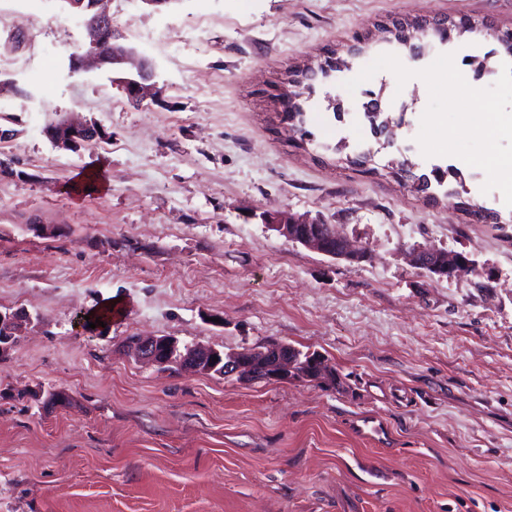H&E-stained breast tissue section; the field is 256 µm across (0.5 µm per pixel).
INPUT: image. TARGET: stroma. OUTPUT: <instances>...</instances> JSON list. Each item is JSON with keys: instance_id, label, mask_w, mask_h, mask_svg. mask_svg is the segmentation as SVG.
Instances as JSON below:
<instances>
[{"instance_id": "obj_1", "label": "stroma", "mask_w": 512, "mask_h": 512, "mask_svg": "<svg viewBox=\"0 0 512 512\" xmlns=\"http://www.w3.org/2000/svg\"><path fill=\"white\" fill-rule=\"evenodd\" d=\"M121 42L151 60L158 97L130 103L109 70L76 71L80 18L62 0H0V310L30 321L0 355V512H512V208L483 170L424 157L417 78L382 71L497 48L512 0H108ZM467 16L440 42L431 24ZM424 20L419 59L382 25ZM24 32L18 49L8 37ZM364 50L317 79L298 145L276 95L292 71ZM405 112L394 141L364 105ZM102 135L55 146L61 115ZM456 167L420 191L392 172ZM104 163L105 191H74ZM497 211L477 222L461 202ZM340 225L360 263L289 242L262 217ZM463 251L481 267L429 277L399 244ZM117 319L90 327L102 304ZM130 336L238 353L318 352L337 385L160 370ZM70 406L45 408L35 390ZM366 416L383 441L358 432Z\"/></svg>"}]
</instances>
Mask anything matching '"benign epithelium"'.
Segmentation results:
<instances>
[{"label":"benign epithelium","instance_id":"benign-epithelium-1","mask_svg":"<svg viewBox=\"0 0 512 512\" xmlns=\"http://www.w3.org/2000/svg\"><path fill=\"white\" fill-rule=\"evenodd\" d=\"M65 6L82 19L86 33L85 52L71 60L74 70L83 68L91 62L106 67L116 73L112 83L116 85L135 104L159 94L154 81L153 64L146 58H140L135 72L127 74L123 65L131 58L133 51L114 41L112 33V15L101 7L103 0H63ZM288 83L299 91L284 92L281 95L283 111L298 106L297 99L312 94L314 87L304 84L302 72H297ZM55 144L65 150H75L88 141V137H98V128L87 122L74 119L61 120L47 129ZM264 223L286 240L303 245L333 259L358 262L367 252L355 249L348 238L336 227L291 215H264ZM400 251L416 269L424 270L440 280L453 281L468 269L477 267L469 254L443 249H427L417 245L403 244ZM29 317L21 310L0 311V351L4 344L22 333ZM124 348L134 358L147 361L159 368L167 365L182 372L209 373L217 367L213 357L220 352L205 346L183 348L173 336L130 337ZM224 376H235L242 381L265 380L288 381L298 378L309 379L308 363L302 361L298 349L279 342H272L260 350L224 356Z\"/></svg>","mask_w":512,"mask_h":512}]
</instances>
